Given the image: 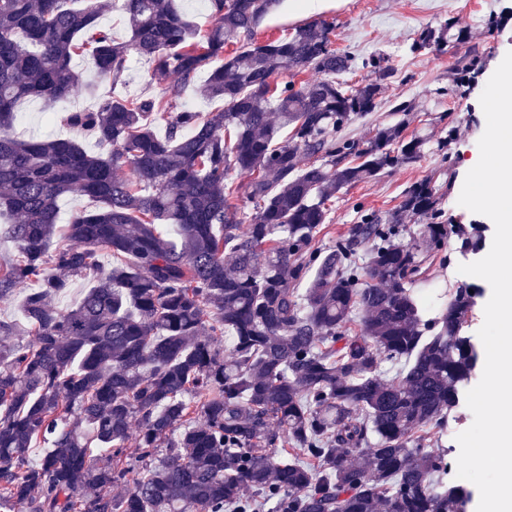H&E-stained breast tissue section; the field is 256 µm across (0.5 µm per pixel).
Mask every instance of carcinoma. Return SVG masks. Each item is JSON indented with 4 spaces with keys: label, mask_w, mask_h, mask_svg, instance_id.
<instances>
[{
    "label": "carcinoma",
    "mask_w": 512,
    "mask_h": 512,
    "mask_svg": "<svg viewBox=\"0 0 512 512\" xmlns=\"http://www.w3.org/2000/svg\"><path fill=\"white\" fill-rule=\"evenodd\" d=\"M74 2L0 0V241L17 250L0 300L24 294L20 320L0 321V512H465L469 492L442 480L445 455L426 445L476 369L464 324L479 292L445 290L429 317L433 298L415 288L429 286L448 233L467 244L481 225L444 222L441 186L426 179L393 210L361 212L334 245L316 243L327 201L426 145L402 122L369 140L346 133L395 68L378 58L371 78L337 81L352 59L321 21L224 54L282 0H210L204 33L175 0H121L124 42L99 28L114 0ZM465 40L450 17L411 51ZM87 48L114 85L133 55L176 80L160 97L67 115L104 155L74 137H18L20 100L85 88L74 60ZM218 56L200 93L224 108L178 106ZM481 64L466 52L453 84ZM282 70L315 77L278 83ZM232 170L251 175L248 216L228 202ZM75 191L99 207L57 241L58 200ZM408 213L428 222L405 244ZM87 276L80 303L58 307ZM21 331L30 339L11 342ZM395 361L399 382H383ZM131 472L126 493H107ZM91 285L90 278H78L70 282L66 288L56 299V303L60 308L69 309L81 301L87 289Z\"/></svg>",
    "instance_id": "carcinoma-1"
}]
</instances>
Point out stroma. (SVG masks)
<instances>
[{
	"label": "stroma",
	"mask_w": 512,
	"mask_h": 512,
	"mask_svg": "<svg viewBox=\"0 0 512 512\" xmlns=\"http://www.w3.org/2000/svg\"><path fill=\"white\" fill-rule=\"evenodd\" d=\"M455 19L458 27L467 30L468 47L482 57L483 69L466 89L465 96L437 95L440 87L451 83L450 70L459 51L455 47L414 53L410 45L416 34L426 27H436L447 19ZM326 21L334 26L332 41L342 52L363 60L376 53L389 55L397 73L387 85L382 104L373 117L352 123L351 134L368 139L374 136L377 124L404 122L406 136L431 135L420 158L400 168L373 177L333 197L329 221L321 229L318 240L327 245L346 236L351 224L362 210L386 212L401 201L404 190L413 182L430 178L438 184L450 185L441 206L449 224H480L484 227L480 247H463L461 239L449 237L443 253L445 262L433 268L434 283L456 287L464 282L458 267L485 257L489 252L495 227L484 216L473 213L458 203V198L473 157L478 154V141L486 123L480 95L507 52L512 51V0H282L280 7L267 15L253 38L256 41L277 39L296 26L311 21ZM151 63L132 57L126 82L121 87L95 73L90 56L76 60L75 70L92 91L78 97L48 103L27 100L19 106L17 130L26 137L52 134L73 135L63 122L73 111L93 106L98 97L121 95L157 96L162 87L152 77ZM415 104L409 116L392 113L396 99ZM451 113V121H443V113ZM449 136L450 172L441 169L436 152V138Z\"/></svg>",
	"instance_id": "obj_1"
}]
</instances>
